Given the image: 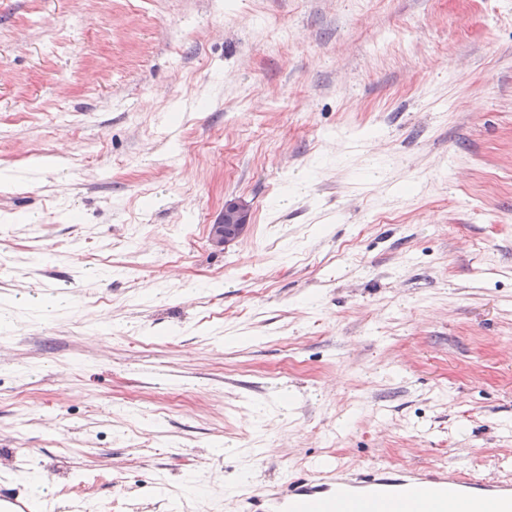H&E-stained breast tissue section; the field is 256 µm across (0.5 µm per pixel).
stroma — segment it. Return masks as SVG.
<instances>
[{
  "label": "stroma",
  "mask_w": 512,
  "mask_h": 512,
  "mask_svg": "<svg viewBox=\"0 0 512 512\" xmlns=\"http://www.w3.org/2000/svg\"><path fill=\"white\" fill-rule=\"evenodd\" d=\"M0 310L41 512L512 480V0H0ZM249 224H251L249 206L236 199L225 200L224 211L220 218L215 224H210V245L215 249H224L241 238Z\"/></svg>",
  "instance_id": "obj_1"
}]
</instances>
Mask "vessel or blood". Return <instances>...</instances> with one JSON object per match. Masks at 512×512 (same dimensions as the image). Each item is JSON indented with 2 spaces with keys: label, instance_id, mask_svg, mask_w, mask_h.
Wrapping results in <instances>:
<instances>
[{
  "label": "vessel or blood",
  "instance_id": "1",
  "mask_svg": "<svg viewBox=\"0 0 512 512\" xmlns=\"http://www.w3.org/2000/svg\"><path fill=\"white\" fill-rule=\"evenodd\" d=\"M242 512H512V481L471 475L464 463L428 471L312 462L282 484L238 496Z\"/></svg>",
  "mask_w": 512,
  "mask_h": 512
}]
</instances>
